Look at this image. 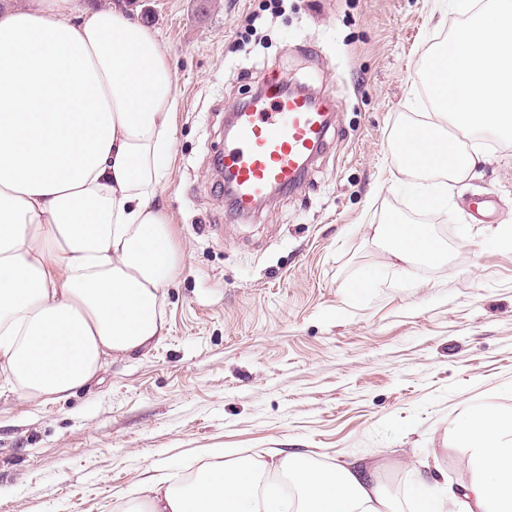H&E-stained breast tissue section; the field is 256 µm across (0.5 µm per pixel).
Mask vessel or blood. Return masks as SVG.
<instances>
[{"label":"vessel or blood","instance_id":"1","mask_svg":"<svg viewBox=\"0 0 512 512\" xmlns=\"http://www.w3.org/2000/svg\"><path fill=\"white\" fill-rule=\"evenodd\" d=\"M330 126L328 101L284 90L276 81L236 107L220 158L235 215L255 212L272 190L300 185Z\"/></svg>","mask_w":512,"mask_h":512}]
</instances>
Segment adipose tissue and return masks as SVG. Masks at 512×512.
<instances>
[{
  "instance_id": "adipose-tissue-1",
  "label": "adipose tissue",
  "mask_w": 512,
  "mask_h": 512,
  "mask_svg": "<svg viewBox=\"0 0 512 512\" xmlns=\"http://www.w3.org/2000/svg\"><path fill=\"white\" fill-rule=\"evenodd\" d=\"M179 108L166 50L120 8H0V389L63 396L165 335L160 293L180 259L156 198ZM371 231L397 261L442 256L426 226L392 215ZM449 432L468 480L419 484L415 512H512V416L476 406ZM270 467L294 495L240 457L178 490L145 478L133 512H387L367 469Z\"/></svg>"
}]
</instances>
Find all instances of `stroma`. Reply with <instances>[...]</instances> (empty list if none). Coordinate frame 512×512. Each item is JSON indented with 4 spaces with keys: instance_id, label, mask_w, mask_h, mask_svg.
Instances as JSON below:
<instances>
[{
    "instance_id": "obj_1",
    "label": "stroma",
    "mask_w": 512,
    "mask_h": 512,
    "mask_svg": "<svg viewBox=\"0 0 512 512\" xmlns=\"http://www.w3.org/2000/svg\"><path fill=\"white\" fill-rule=\"evenodd\" d=\"M264 2L121 0L156 32L182 100L158 197L181 259L166 334L73 394L0 392V512H119L146 473L182 487L274 448L375 463L396 512H412L418 478L467 470L450 421L475 405L512 415V247L492 235L512 226V144L489 139L480 177L452 191L470 237L431 216L454 251L438 269L395 265L369 234L404 206L388 141L420 119L421 66L458 14L440 0ZM273 75L331 100L332 126L302 185L241 219L214 164L229 108Z\"/></svg>"
}]
</instances>
